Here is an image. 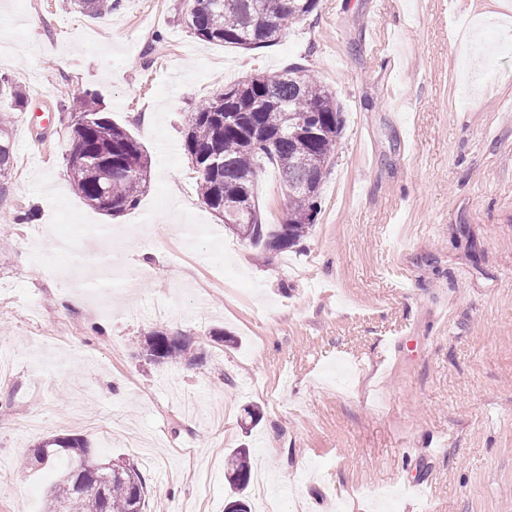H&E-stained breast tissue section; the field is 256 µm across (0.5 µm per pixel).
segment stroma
Here are the masks:
<instances>
[{
	"label": "stroma",
	"instance_id": "obj_1",
	"mask_svg": "<svg viewBox=\"0 0 512 512\" xmlns=\"http://www.w3.org/2000/svg\"><path fill=\"white\" fill-rule=\"evenodd\" d=\"M187 8L0 0V77L28 98L0 182V512H45L56 472L19 460L69 434L137 462L147 512H224L243 445L251 512H512V0H319L255 50L194 37ZM292 65L345 127L310 234L261 258L202 204L184 135L216 89ZM88 91L152 161L117 216L66 167ZM261 169V221L282 223L279 172ZM158 327L202 360L148 361ZM251 458V448H235L229 453L224 464V477L232 492L227 503L240 502L244 507L242 512H251L241 497L251 479Z\"/></svg>",
	"mask_w": 512,
	"mask_h": 512
}]
</instances>
